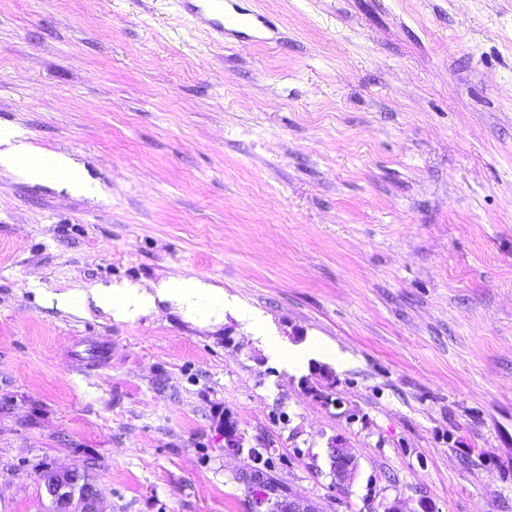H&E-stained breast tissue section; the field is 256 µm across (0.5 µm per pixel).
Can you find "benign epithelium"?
Returning a JSON list of instances; mask_svg holds the SVG:
<instances>
[{
    "instance_id": "benign-epithelium-1",
    "label": "benign epithelium",
    "mask_w": 512,
    "mask_h": 512,
    "mask_svg": "<svg viewBox=\"0 0 512 512\" xmlns=\"http://www.w3.org/2000/svg\"><path fill=\"white\" fill-rule=\"evenodd\" d=\"M224 439L227 441V449L232 453H247L253 466L245 473L243 480L252 484V488L261 490L262 497L273 499L277 504V512H316L307 497L293 491L287 493L262 483V453L255 447L244 446V440L239 436L236 424L229 418L224 420ZM328 456L336 487H349L357 476L358 464L342 438L336 436L331 439ZM40 483L52 498L55 512H104L97 486L84 473L50 467L41 472Z\"/></svg>"
}]
</instances>
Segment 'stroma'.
Returning <instances> with one entry per match:
<instances>
[{"label":"stroma","instance_id":"obj_1","mask_svg":"<svg viewBox=\"0 0 512 512\" xmlns=\"http://www.w3.org/2000/svg\"><path fill=\"white\" fill-rule=\"evenodd\" d=\"M238 4L270 28L0 0V127L98 188L0 167V512H51L48 466L106 512H254L228 416L316 512H512V0ZM169 278L350 363L285 371L229 314L40 296ZM328 456L336 487H349L357 476L358 464L355 457L345 446L342 438L336 436L331 439L328 446Z\"/></svg>","mask_w":512,"mask_h":512}]
</instances>
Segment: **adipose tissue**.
<instances>
[{"label": "adipose tissue", "instance_id": "adipose-tissue-1", "mask_svg": "<svg viewBox=\"0 0 512 512\" xmlns=\"http://www.w3.org/2000/svg\"><path fill=\"white\" fill-rule=\"evenodd\" d=\"M0 165L14 170L20 176L39 181L51 178L59 188L69 193H91L80 166L72 158L44 151L26 140L21 132L0 128ZM49 306L72 311L94 306L119 320H130L150 313L158 304L168 303L189 317L222 321L225 312H232L240 321L255 325L257 313L236 300L225 296L223 289L195 279H163L150 286L116 285L102 283L88 290L50 292L46 295ZM256 339L265 353L287 367L295 368L312 356L345 363L343 355L322 339L302 344L284 342L281 337L260 331Z\"/></svg>", "mask_w": 512, "mask_h": 512}]
</instances>
